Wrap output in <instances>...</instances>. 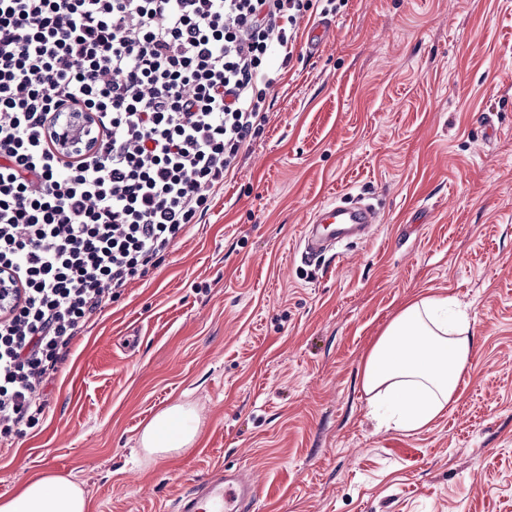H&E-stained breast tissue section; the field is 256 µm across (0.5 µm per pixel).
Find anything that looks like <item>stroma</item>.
Here are the masks:
<instances>
[{"mask_svg":"<svg viewBox=\"0 0 512 512\" xmlns=\"http://www.w3.org/2000/svg\"><path fill=\"white\" fill-rule=\"evenodd\" d=\"M298 44L263 133L213 208L74 340L23 430L0 435V496L49 473L87 512H176L192 481L243 468L252 512H512V0H335ZM381 221L316 263L326 202ZM454 299L474 347L428 428L381 425L367 354L423 294ZM184 404L191 448L145 426ZM199 430L197 414L182 406L170 407L156 415L145 427L142 443L152 454L186 450Z\"/></svg>","mask_w":512,"mask_h":512,"instance_id":"1","label":"stroma"}]
</instances>
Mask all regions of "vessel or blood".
I'll return each mask as SVG.
<instances>
[{
    "label": "vessel or blood",
    "mask_w": 512,
    "mask_h": 512,
    "mask_svg": "<svg viewBox=\"0 0 512 512\" xmlns=\"http://www.w3.org/2000/svg\"><path fill=\"white\" fill-rule=\"evenodd\" d=\"M374 207L362 203L353 208L335 204L321 207L302 237V257L312 261L334 247L348 229L364 230L377 223ZM262 493L261 484L248 472L237 469L220 471L194 480L189 493L177 502L178 512H245Z\"/></svg>",
    "instance_id": "obj_1"
}]
</instances>
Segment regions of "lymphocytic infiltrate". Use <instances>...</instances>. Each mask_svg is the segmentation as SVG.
I'll return each mask as SVG.
<instances>
[{"label":"lymphocytic infiltrate","mask_w":512,"mask_h":512,"mask_svg":"<svg viewBox=\"0 0 512 512\" xmlns=\"http://www.w3.org/2000/svg\"><path fill=\"white\" fill-rule=\"evenodd\" d=\"M323 0H0V428L40 395L94 315L210 211L301 21ZM92 113L59 157L52 117Z\"/></svg>","instance_id":"obj_1"}]
</instances>
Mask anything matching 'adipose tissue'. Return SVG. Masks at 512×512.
<instances>
[{"mask_svg": "<svg viewBox=\"0 0 512 512\" xmlns=\"http://www.w3.org/2000/svg\"><path fill=\"white\" fill-rule=\"evenodd\" d=\"M472 321L451 298L423 295L409 303L372 346L362 389L370 401L391 407L395 429L411 432L435 420L457 400L460 381L470 365ZM199 430L197 414L181 406L156 415L142 443L163 455L188 449ZM83 489L60 475L28 481L0 502V512H87Z\"/></svg>", "mask_w": 512, "mask_h": 512, "instance_id": "obj_1", "label": "adipose tissue"}]
</instances>
